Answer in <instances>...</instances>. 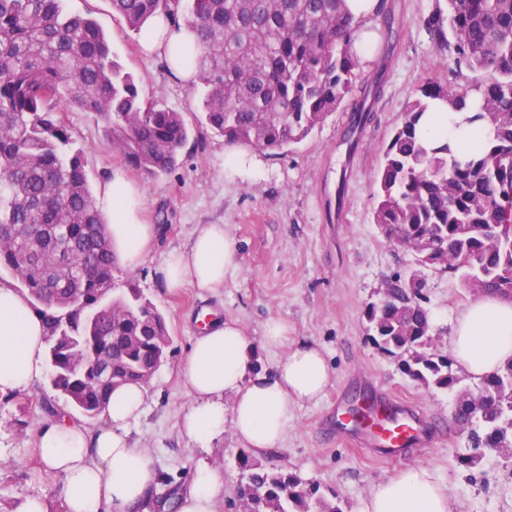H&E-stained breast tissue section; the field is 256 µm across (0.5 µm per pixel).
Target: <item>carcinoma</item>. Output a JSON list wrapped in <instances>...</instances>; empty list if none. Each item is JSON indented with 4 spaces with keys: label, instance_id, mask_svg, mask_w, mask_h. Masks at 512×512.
<instances>
[{
    "label": "carcinoma",
    "instance_id": "obj_1",
    "mask_svg": "<svg viewBox=\"0 0 512 512\" xmlns=\"http://www.w3.org/2000/svg\"><path fill=\"white\" fill-rule=\"evenodd\" d=\"M140 33L157 12L183 24L199 50L192 92L196 128L233 145L277 154L303 142L349 105L368 119V93L353 52L363 20L346 0H110ZM450 69L481 74L466 85L433 79L392 131L378 169L374 223L416 264L460 278L472 293L512 297V0H448L422 20ZM441 101L489 127L476 152L427 143L418 124ZM104 115L112 148L132 169L158 178L180 165L192 128L182 113L141 97L135 78L89 13L64 0H0V270L28 294L49 325L50 383L87 417L112 390L148 384L171 337L161 310L141 289L109 297L115 259L105 215L85 170V150L62 106ZM416 273H396L367 304L368 341L427 388L453 393V360L434 334ZM512 390V363L479 390ZM467 466L494 451L512 409L474 421ZM246 472L245 512H341L336 493L297 472L238 455Z\"/></svg>",
    "mask_w": 512,
    "mask_h": 512
}]
</instances>
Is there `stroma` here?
<instances>
[{"instance_id":"35a3bbf8","label":"stroma","mask_w":512,"mask_h":512,"mask_svg":"<svg viewBox=\"0 0 512 512\" xmlns=\"http://www.w3.org/2000/svg\"><path fill=\"white\" fill-rule=\"evenodd\" d=\"M386 6L395 18L393 31L375 20L363 26L369 50L360 58L361 71L368 84L381 90L364 125L351 128L349 113H333L290 151H258L262 168L252 175L225 166L223 138L196 132L171 174L151 179L135 170L130 173L142 188L148 222L162 225L163 232L157 248L138 267L114 266L112 292L121 294L128 282H135L163 311L173 339L167 362L148 385L147 413L132 430L138 446L150 449L156 459L154 495L181 492L199 465L211 464L224 470V497L217 512H239L244 477L237 456L242 445L232 428L206 446L179 429L190 398L178 366L200 332L201 317L210 313L237 319L257 339L267 320L285 321L289 339L316 342L328 354L325 397L296 408L282 448L252 452V459L263 467L294 471L322 489L336 490L341 512H356L374 482L405 465L435 466L448 483L453 512H512V459L489 452L476 467L460 465L468 432L451 422L452 397L403 375L396 360L367 341L366 304L380 298L386 277L414 267L411 253L390 242L384 228L372 221L383 146L419 81H468L451 73L422 28L435 0H386ZM66 8L92 12L145 98L163 101L193 120L197 95L172 77L163 58L141 54L137 36L113 14L109 0H67ZM63 116L74 138L85 146L93 191H101L113 170L125 166L104 133L105 118L68 109ZM339 206L345 209L340 222L334 218ZM200 224L223 225L234 238L238 272L225 280L219 294L165 288L156 276L157 267L168 250L188 244ZM425 278L436 318L434 331L448 336L452 316L473 295L458 278L430 272ZM370 388L449 420L446 435L435 438L423 452L390 461L341 440L323 441L321 423L337 395ZM54 411L78 415L45 378L30 391L0 400V512H17L35 495L48 500L50 512H66L62 480L45 470L35 449L38 425Z\"/></svg>"}]
</instances>
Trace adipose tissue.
I'll return each mask as SVG.
<instances>
[{
    "label": "adipose tissue",
    "instance_id": "obj_1",
    "mask_svg": "<svg viewBox=\"0 0 512 512\" xmlns=\"http://www.w3.org/2000/svg\"><path fill=\"white\" fill-rule=\"evenodd\" d=\"M143 53L165 57L181 83H191L193 62L183 57L187 31L163 13L149 18L139 37ZM419 129L432 141L459 145L474 126L463 112L435 104ZM108 217L112 251L124 266L143 262L158 239L156 225L141 217L142 194L124 174L113 173L98 197ZM239 267L236 243L223 225H198L187 246L169 250L159 268L165 287L186 286L217 293ZM48 325L26 297L0 284V400L30 390L45 374ZM286 348L272 369L257 366L258 350ZM448 352L470 377L492 373L512 362V300L481 295L458 311ZM192 398L182 419L191 440L206 445L232 425L240 442L258 451L281 447L296 405L321 399L330 379L324 350L310 341L289 342L288 325L267 321L261 339L249 336L232 318L215 321L197 336L180 364ZM148 390L130 383L116 388L97 429L65 417L45 419L37 448L44 467L62 479L66 512H135L157 480L151 454L137 447L132 429L146 412ZM224 494V474L197 467L181 512H215ZM357 512H448V484L439 471L407 466L376 482Z\"/></svg>",
    "mask_w": 512,
    "mask_h": 512
}]
</instances>
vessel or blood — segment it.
Returning <instances> with one entry per match:
<instances>
[{
  "mask_svg": "<svg viewBox=\"0 0 512 512\" xmlns=\"http://www.w3.org/2000/svg\"><path fill=\"white\" fill-rule=\"evenodd\" d=\"M326 426L335 430L337 438L350 439L380 458L424 450L430 439L426 413L387 392L374 395L363 405L337 398Z\"/></svg>",
  "mask_w": 512,
  "mask_h": 512,
  "instance_id": "obj_1",
  "label": "vessel or blood"
}]
</instances>
